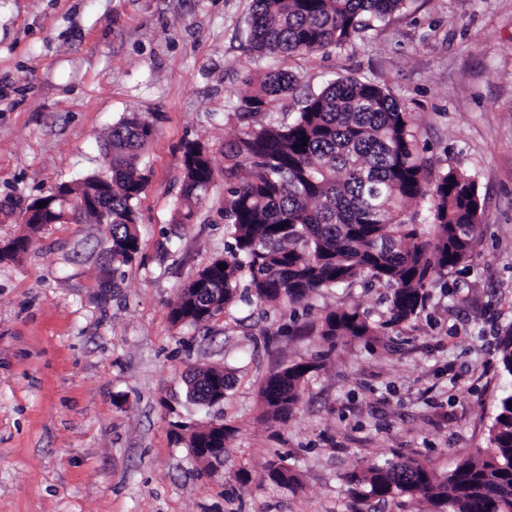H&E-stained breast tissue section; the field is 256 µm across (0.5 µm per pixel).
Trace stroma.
I'll list each match as a JSON object with an SVG mask.
<instances>
[{
  "mask_svg": "<svg viewBox=\"0 0 512 512\" xmlns=\"http://www.w3.org/2000/svg\"><path fill=\"white\" fill-rule=\"evenodd\" d=\"M250 0H0V199L29 201L111 172L112 127H155L141 153L140 252L113 269L100 224L28 234L0 221V512H349L345 476L413 457L448 471L485 448L504 386L496 346L512 327V0H413L366 38L296 59L302 92L340 76L386 84L434 170L476 182L481 253L429 288L417 318L329 344L338 305L370 320L380 284L322 289L307 307L236 303L198 328L168 311L232 239L224 179L177 221L182 148L224 168L239 80L276 67L247 46ZM318 361L287 420L260 395L279 365ZM223 369V404L187 395L194 369ZM224 420V464L191 433ZM282 456L296 489L263 465Z\"/></svg>",
  "mask_w": 512,
  "mask_h": 512,
  "instance_id": "1",
  "label": "stroma"
}]
</instances>
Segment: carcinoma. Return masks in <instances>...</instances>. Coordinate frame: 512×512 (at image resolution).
I'll use <instances>...</instances> for the list:
<instances>
[{
    "mask_svg": "<svg viewBox=\"0 0 512 512\" xmlns=\"http://www.w3.org/2000/svg\"><path fill=\"white\" fill-rule=\"evenodd\" d=\"M409 0H252L249 44L276 58H308L342 49L375 24L407 8ZM299 72L277 67L250 72L241 82L239 134L224 145V223L233 245L184 288L168 312L172 325L210 321L237 301L257 299L276 308L300 304L323 288L357 281L389 289L381 327L411 322L427 288L469 265L480 245L481 202L471 176L449 167L432 173L417 149L406 109L379 82L338 77L297 100L290 121H265L293 97ZM153 124L133 115L112 127V193L88 176L77 186L62 182L63 203L52 194L26 206L0 200V213L33 212L25 222L36 232L65 220L64 207L94 198L112 210V273L140 252L136 205L146 176L140 151ZM306 139V146L295 148ZM181 208L189 222L214 183L211 151L194 141L184 146ZM46 202L43 207L40 202ZM428 203L426 214L417 204ZM320 335L368 340L378 326L355 307H338L321 322ZM502 375L512 379V329L497 347ZM318 365L297 363L273 371L262 390L275 417L288 416L301 387ZM211 368L189 380V394L205 403ZM512 389L504 391L488 429L487 446L445 473L418 459L373 464L345 476L351 512L390 500H425L430 512H512ZM280 485L299 484L280 457L265 466Z\"/></svg>",
    "mask_w": 512,
    "mask_h": 512,
    "instance_id": "1",
    "label": "carcinoma"
}]
</instances>
